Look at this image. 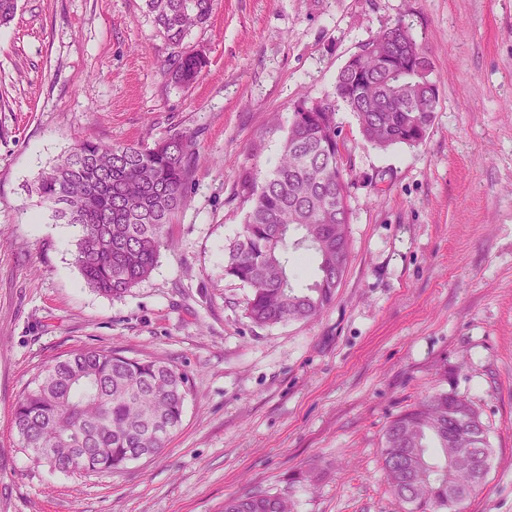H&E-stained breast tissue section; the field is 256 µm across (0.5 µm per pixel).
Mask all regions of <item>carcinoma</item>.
Segmentation results:
<instances>
[{
	"label": "carcinoma",
	"mask_w": 512,
	"mask_h": 512,
	"mask_svg": "<svg viewBox=\"0 0 512 512\" xmlns=\"http://www.w3.org/2000/svg\"><path fill=\"white\" fill-rule=\"evenodd\" d=\"M172 47L165 67L181 85L207 65L200 51L183 50L191 29L207 25L214 0H144ZM423 48L400 20L380 30L339 71L335 92L294 106L280 160L259 181L246 171L240 188L248 203L242 229L229 244L224 276L249 288L248 318L273 326L307 321L336 296L349 251V182L339 169L336 102L356 116L368 143L386 149L421 145L433 124L431 85L395 79L384 64L413 67ZM191 137L176 133L153 144L86 140L36 177L37 204L65 201L70 224L81 227L74 264L85 284L120 298L148 278L169 247L164 226L183 205L191 173ZM314 253L317 279L292 285L288 253ZM187 374L152 359L107 349H76L44 368L13 410V430L32 460L65 474L73 449L86 474L112 473L161 449L176 430L189 391ZM51 448L50 454L40 453ZM487 429L457 394L438 392L388 424L381 450L392 494L405 512H448L482 486L490 458ZM224 512H290L288 500L259 493L229 497Z\"/></svg>",
	"instance_id": "carcinoma-1"
}]
</instances>
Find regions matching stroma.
I'll use <instances>...</instances> for the list:
<instances>
[{"instance_id":"1","label":"stroma","mask_w":512,"mask_h":512,"mask_svg":"<svg viewBox=\"0 0 512 512\" xmlns=\"http://www.w3.org/2000/svg\"><path fill=\"white\" fill-rule=\"evenodd\" d=\"M403 21L432 63L422 145L386 150L338 106L352 213L346 270L315 319L245 314L224 254L247 210L239 179L266 176L294 104L333 93L380 29ZM185 50L208 64L170 82L144 0H19L0 26V512H224L277 493L294 512H402L381 469L389 422L445 389L479 411L493 449L461 512H512V0H215ZM192 137L172 249L126 296L73 263L79 229L29 189L83 139ZM105 347L189 376L181 425L110 475L35 465L11 428L33 377Z\"/></svg>"}]
</instances>
